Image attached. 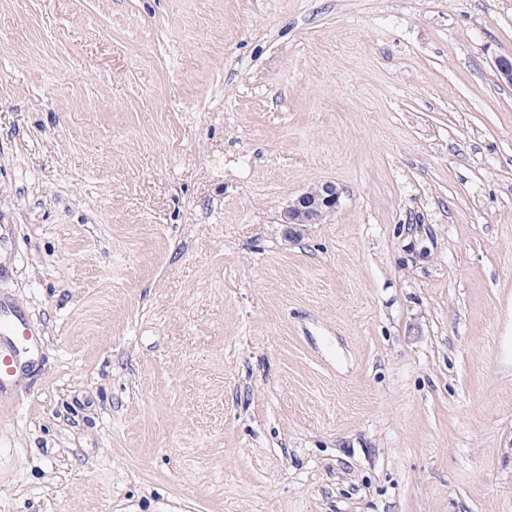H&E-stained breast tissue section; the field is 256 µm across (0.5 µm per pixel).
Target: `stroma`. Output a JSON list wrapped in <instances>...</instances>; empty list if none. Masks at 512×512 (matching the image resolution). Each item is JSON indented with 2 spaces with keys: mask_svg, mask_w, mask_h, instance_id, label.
I'll list each match as a JSON object with an SVG mask.
<instances>
[{
  "mask_svg": "<svg viewBox=\"0 0 512 512\" xmlns=\"http://www.w3.org/2000/svg\"><path fill=\"white\" fill-rule=\"evenodd\" d=\"M500 56L512 0H0V512H512ZM343 190L331 181L320 182L290 201L285 209L286 236L293 241L305 224H319L340 204ZM7 310L0 303V335L11 337L7 344L0 341V395L8 389L7 380L21 368L33 339L26 320Z\"/></svg>",
  "mask_w": 512,
  "mask_h": 512,
  "instance_id": "stroma-1",
  "label": "stroma"
}]
</instances>
